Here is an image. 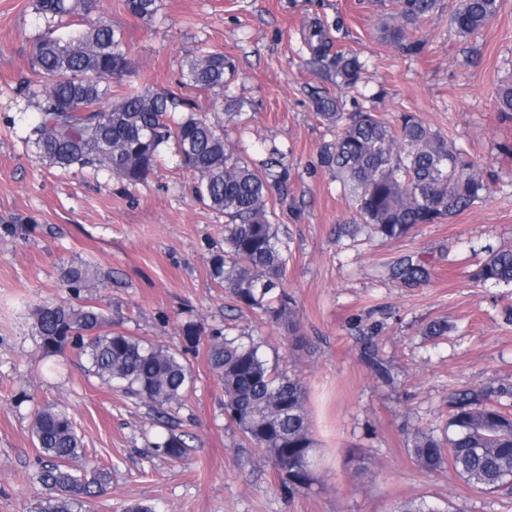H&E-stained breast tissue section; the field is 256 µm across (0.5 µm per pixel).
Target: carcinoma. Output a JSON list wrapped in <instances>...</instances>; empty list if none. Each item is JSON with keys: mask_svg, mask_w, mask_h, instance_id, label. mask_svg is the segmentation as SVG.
<instances>
[{"mask_svg": "<svg viewBox=\"0 0 512 512\" xmlns=\"http://www.w3.org/2000/svg\"><path fill=\"white\" fill-rule=\"evenodd\" d=\"M125 6L136 17L150 18L157 0H125ZM437 7L438 0H394L382 38L419 52L418 42L406 41L407 30ZM499 7L500 0H456L449 22L464 37L476 35ZM90 8L91 0H36L42 26L34 42L31 76L20 81L18 94L35 102L29 139L38 158L65 170L108 172L135 186L158 166L162 146L174 141L180 165L198 175L196 198L228 218L224 248L209 259L210 278L228 290L239 308L257 311L287 331L292 349H304L297 302L284 282L288 238L272 223L268 208V179L288 193L285 155L274 148L262 167L251 168L226 151L224 126L194 113L175 119L176 109H192L188 100L132 84L112 90V80L130 73L132 61L106 16L84 21ZM308 45L314 58L326 55L330 42L320 26L310 28ZM335 70L344 86L354 88L363 64L355 54L338 52ZM232 75L231 60L218 52L201 50L182 65L189 85L219 97ZM311 104L318 118L336 128L333 140L320 148L319 164L340 181L354 204L359 220L349 225V235L363 225L396 240L418 224H440L489 196L484 169L414 114L403 112L389 123L372 113L345 112L340 100L319 91L311 94ZM393 275L419 280L428 271L408 261ZM97 279L94 269L80 265L64 274L63 285L78 296ZM472 280L512 285V249L491 251ZM31 315L46 352L71 348L87 357L93 374L141 399L159 420H167L169 411L187 397L192 382L187 354L201 342L196 323H187L182 345L171 348L103 331V308L91 298L77 305L39 303ZM364 359L381 378L390 379L369 346ZM208 360L224 388V414L272 463L282 490L293 496L309 489L313 435L304 382L271 365L251 336L210 334ZM448 408L450 434L445 438L428 428L412 434L408 451L416 465L426 472L449 465L485 491L512 486V415L473 388L449 393ZM32 435L39 448L38 480L47 491L39 512H77L106 493L109 473L86 460L67 408L48 404L38 409ZM151 446L171 460L184 458L188 448L183 435L170 427ZM397 512L452 510L415 499Z\"/></svg>", "mask_w": 512, "mask_h": 512, "instance_id": "cac0c4a2", "label": "carcinoma"}]
</instances>
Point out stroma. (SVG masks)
Instances as JSON below:
<instances>
[{"label":"stroma","instance_id":"35a3bbf8","mask_svg":"<svg viewBox=\"0 0 512 512\" xmlns=\"http://www.w3.org/2000/svg\"><path fill=\"white\" fill-rule=\"evenodd\" d=\"M454 6L439 0L409 29L423 45L411 55L381 39L385 15L373 0H158L145 19L124 0L96 2L124 36L133 63L124 83L145 73L149 89L190 100L223 123L227 150L245 161L271 146L285 153L290 189H270L269 206L290 238L285 281L307 339L293 353L281 328L211 281L208 258L224 245L225 218L197 200L196 179L174 144L134 187L37 159L15 92L39 31L35 0H0V215L19 219L0 237V512H37L43 490L31 426L35 410L52 403L67 407L86 458L110 474L89 512H123L134 502L156 512H395L411 498L449 502L458 512H512V492L475 489L449 468L423 472L407 452L414 428L444 431L452 390L489 389L512 411V287L470 279L490 249L512 247V120L496 108L499 92L512 87V0L472 38L450 26ZM313 23L332 51L365 62L358 89L339 87L330 59H314L304 40ZM201 49L236 65L226 89L240 104L233 121L223 101L180 83L183 60ZM316 90L346 111L388 122L417 114L484 168L490 197L397 240L338 235L355 211L319 164L335 130L312 110ZM408 258L427 268V279L393 276ZM80 263L99 274L82 295L100 299L107 329L162 345L179 343L190 322L207 334L246 332L264 340L279 370L303 378L316 460L311 489L284 493L271 465L228 422L207 343L189 355L194 381L174 412L190 446L180 461L153 452L160 426L148 405L102 383L73 350L46 355L30 309L70 300L63 276ZM437 319L448 321V334L423 336ZM368 345L390 380L364 361Z\"/></svg>","mask_w":512,"mask_h":512}]
</instances>
